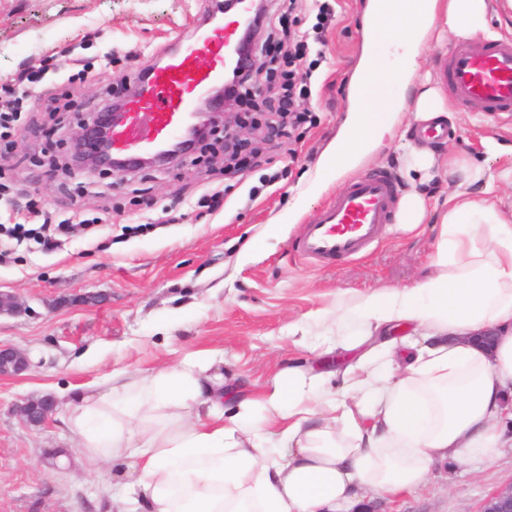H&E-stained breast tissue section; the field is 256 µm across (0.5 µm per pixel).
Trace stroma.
Returning a JSON list of instances; mask_svg holds the SVG:
<instances>
[{"label": "stroma", "mask_w": 512, "mask_h": 512, "mask_svg": "<svg viewBox=\"0 0 512 512\" xmlns=\"http://www.w3.org/2000/svg\"><path fill=\"white\" fill-rule=\"evenodd\" d=\"M217 0H0V84L22 70L44 73L37 93L64 98V112L33 107L9 145L0 144V291L20 294L28 312L0 315V344L28 352L31 369L0 379V512H112L104 486L110 468L83 459L74 435L53 416L42 429L18 422L21 399L68 386L100 382L124 368L147 373L197 351L224 354V373L247 390L279 367L317 364L288 337L292 322L313 323L341 299L426 279L436 231H386L365 257L310 263L295 251L304 224L343 192L356 175L385 171L408 191L401 153L386 142L356 171L321 192L311 181L321 156L335 144L349 105L352 71L367 54L363 37L369 0H329L335 11L307 103L311 123L291 139L267 143L258 165L224 173L222 140L169 169L123 178L50 172L63 161L81 115L136 70L156 63L160 49L187 35ZM88 62L93 75L64 83ZM452 133L444 150L465 153L489 173L512 166V115L488 117L450 106ZM506 146L488 152L486 139ZM275 182H268L269 174ZM36 189L54 221L70 220L79 199L91 225L72 223L46 249L6 233L26 193ZM222 189V207L197 201ZM512 480V448L481 464L435 461L424 488L365 501L369 512H476L480 500Z\"/></svg>", "instance_id": "obj_1"}]
</instances>
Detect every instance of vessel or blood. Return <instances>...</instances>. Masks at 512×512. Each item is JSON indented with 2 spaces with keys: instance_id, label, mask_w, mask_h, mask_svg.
Instances as JSON below:
<instances>
[{
  "instance_id": "1",
  "label": "vessel or blood",
  "mask_w": 512,
  "mask_h": 512,
  "mask_svg": "<svg viewBox=\"0 0 512 512\" xmlns=\"http://www.w3.org/2000/svg\"><path fill=\"white\" fill-rule=\"evenodd\" d=\"M253 20L251 0H237L224 15L198 18L191 36L180 39L128 96L112 122L113 154L123 163L157 154L185 130L211 88L240 59L242 35ZM449 96L472 112H512V40H492L482 51L458 44L440 64ZM396 185L383 172L354 180L304 225L296 251L311 261L354 260L379 243Z\"/></svg>"
}]
</instances>
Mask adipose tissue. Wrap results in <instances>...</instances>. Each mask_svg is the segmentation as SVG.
<instances>
[{
  "label": "adipose tissue",
  "mask_w": 512,
  "mask_h": 512,
  "mask_svg": "<svg viewBox=\"0 0 512 512\" xmlns=\"http://www.w3.org/2000/svg\"><path fill=\"white\" fill-rule=\"evenodd\" d=\"M512 0H370L364 37L378 47L351 77L350 107L314 189L352 170L396 133L422 42L437 28L489 35L491 6ZM421 180L459 172L425 280L354 295L311 332V351L351 352L341 373L285 367L259 391L193 354L141 374L120 370L67 405L64 424L88 462L112 469V512H347L358 492L403 496L435 457L462 463L512 443V219L469 192L512 185L459 153L408 147ZM497 332L492 348L476 339Z\"/></svg>",
  "instance_id": "obj_1"
}]
</instances>
